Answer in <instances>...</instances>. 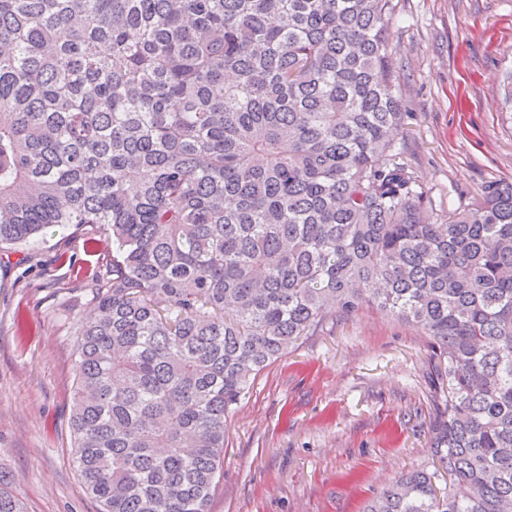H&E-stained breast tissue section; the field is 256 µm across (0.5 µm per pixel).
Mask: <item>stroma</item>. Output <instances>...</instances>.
<instances>
[{
  "label": "stroma",
  "mask_w": 512,
  "mask_h": 512,
  "mask_svg": "<svg viewBox=\"0 0 512 512\" xmlns=\"http://www.w3.org/2000/svg\"><path fill=\"white\" fill-rule=\"evenodd\" d=\"M390 41L407 119L396 136L434 207L512 182V0H394ZM92 226L0 249V474L24 512H98L69 448L76 329L112 262ZM429 339L370 306L265 368L229 415L208 512H362L431 465Z\"/></svg>",
  "instance_id": "1"
}]
</instances>
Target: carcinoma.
<instances>
[{"label": "carcinoma", "mask_w": 512, "mask_h": 512, "mask_svg": "<svg viewBox=\"0 0 512 512\" xmlns=\"http://www.w3.org/2000/svg\"><path fill=\"white\" fill-rule=\"evenodd\" d=\"M393 21V0H0V246L112 238L69 418L99 512H208L258 374L364 304L428 336L441 405L438 466L364 512H512V183L428 204L393 140ZM0 512H23L1 476Z\"/></svg>", "instance_id": "obj_1"}]
</instances>
